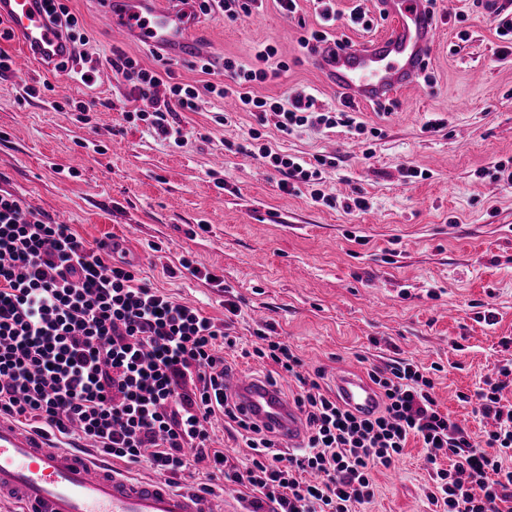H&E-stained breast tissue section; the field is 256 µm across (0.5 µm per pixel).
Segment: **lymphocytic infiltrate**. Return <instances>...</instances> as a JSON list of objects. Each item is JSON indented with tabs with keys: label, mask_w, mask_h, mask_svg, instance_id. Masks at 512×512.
<instances>
[{
	"label": "lymphocytic infiltrate",
	"mask_w": 512,
	"mask_h": 512,
	"mask_svg": "<svg viewBox=\"0 0 512 512\" xmlns=\"http://www.w3.org/2000/svg\"><path fill=\"white\" fill-rule=\"evenodd\" d=\"M276 47L264 45L255 64L225 58L223 83L205 88L164 84L158 71L116 50L110 64L135 99L152 110L127 112L170 145L184 144L172 117L198 109L201 92L232 96L258 121L277 118L285 136L305 128H368L357 113L319 110L311 88L287 98L256 95V85L278 78L269 67ZM164 98H156L160 86ZM249 129L241 153L259 154L284 176L283 191L311 189L315 202L334 206L319 190L322 155L308 162L261 145ZM105 243L90 246L22 198L0 194V414L21 426L50 432L63 445H90L130 465L147 464L168 483L205 471L208 480L248 482L246 512H357L374 496L373 473L398 459L409 440L421 441L433 466L426 498L436 512H512V407L501 391L512 382V365L498 368L474 395V411L493 419L494 430L475 441L443 411L430 368L399 360L367 371L381 396L378 410L362 417L304 369L285 342L257 332V344L241 346L223 325L196 307L139 281L128 264L111 260ZM266 361L276 375L294 378V402L307 430L303 448L289 454L270 429L248 423L224 390L228 356ZM235 425L247 448L245 470L212 447L214 418ZM448 458L449 468L438 464Z\"/></svg>",
	"instance_id": "obj_1"
}]
</instances>
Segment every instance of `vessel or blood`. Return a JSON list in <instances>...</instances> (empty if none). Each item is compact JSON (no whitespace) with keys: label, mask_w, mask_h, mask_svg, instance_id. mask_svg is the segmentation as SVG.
I'll list each match as a JSON object with an SVG mask.
<instances>
[{"label":"vessel or blood","mask_w":512,"mask_h":512,"mask_svg":"<svg viewBox=\"0 0 512 512\" xmlns=\"http://www.w3.org/2000/svg\"><path fill=\"white\" fill-rule=\"evenodd\" d=\"M193 0H99L106 27L164 50L171 57L203 58L194 37ZM386 25L365 42L323 46L316 66L355 103L383 101L418 85L438 37L427 0H381ZM0 19L18 36L26 57L42 69L57 68L74 51L68 35L49 17L42 0H0ZM248 421L269 427L289 447H301L305 427L295 404L252 373L226 378ZM336 393L367 415L379 396L361 377L336 376ZM24 512H226L224 496L176 491L161 478L134 480L106 463L55 447L49 438L0 416V498Z\"/></svg>","instance_id":"vessel-or-blood-1"}]
</instances>
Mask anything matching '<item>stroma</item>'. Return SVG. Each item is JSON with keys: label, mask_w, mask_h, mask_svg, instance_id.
I'll return each mask as SVG.
<instances>
[{"label": "stroma", "mask_w": 512, "mask_h": 512, "mask_svg": "<svg viewBox=\"0 0 512 512\" xmlns=\"http://www.w3.org/2000/svg\"><path fill=\"white\" fill-rule=\"evenodd\" d=\"M68 6L89 37L80 53L97 66L91 85L32 63L19 68L17 39L0 38L13 62L0 74V190L88 242L115 239L128 260L147 254L139 278L206 316L223 319L225 300L238 301L232 335L248 345L256 328L271 326L309 371H322L325 386L340 367L362 374L403 358L440 363L442 409L472 438L489 429L460 399L512 363V186L486 174L512 160V54L504 53L499 17L484 0H440L447 17L431 79L407 94L406 106L381 113L358 105L380 137L307 128L285 138L273 123L258 125L240 111L222 124L223 100L206 94L198 111L176 115L187 139L181 148L126 121L136 103L107 63L113 49L143 67L170 70L173 82L200 86L223 80L225 58L250 63L271 44L287 70L258 86V95L282 99L292 87L309 86L336 106L340 91L300 46L319 26L311 0H299L288 17L275 0L241 20L218 8L201 15L196 36L211 50L209 76L109 34L95 0ZM28 85L39 94L26 95ZM78 101L91 105L89 121L80 120ZM435 118L445 127L426 132ZM253 127L273 151L308 161L335 155L323 189L340 198L363 192L371 209L349 214L313 202L308 189L283 192L281 174L264 159L232 149ZM218 155L220 168L213 165ZM410 166L423 177H406ZM183 257L215 274L216 283L181 269ZM424 456L412 441L395 466L376 471L375 496L362 512H432Z\"/></svg>", "instance_id": "obj_1"}]
</instances>
